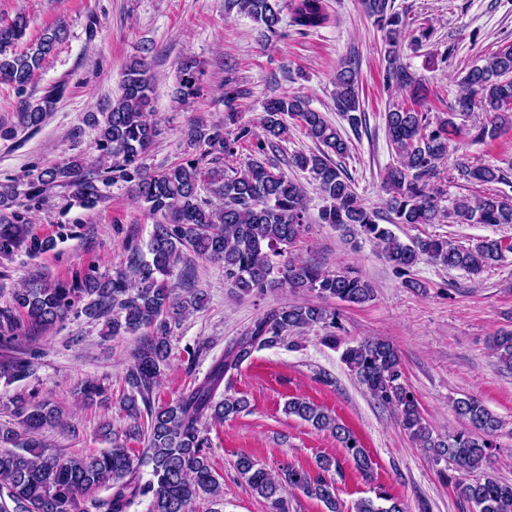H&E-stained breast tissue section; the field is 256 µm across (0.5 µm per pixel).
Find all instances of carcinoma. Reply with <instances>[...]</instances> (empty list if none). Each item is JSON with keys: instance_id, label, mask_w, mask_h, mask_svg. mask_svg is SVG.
Segmentation results:
<instances>
[{"instance_id": "1", "label": "carcinoma", "mask_w": 512, "mask_h": 512, "mask_svg": "<svg viewBox=\"0 0 512 512\" xmlns=\"http://www.w3.org/2000/svg\"><path fill=\"white\" fill-rule=\"evenodd\" d=\"M361 4L366 16L385 32L384 80L410 91V104L395 105L385 113L387 137L397 155V165L385 176L391 194L389 215L368 210L353 191L350 179L335 161L348 155L349 142L322 113L310 109L295 94L272 98L265 104L263 135L259 136L238 124L235 102L243 91L231 76L224 79V125L235 129L228 133L218 126L193 123L184 131L186 145L195 150L193 157L157 173L142 169L138 159L157 135L148 113L155 76L143 57H134L125 66L120 96L103 109L95 139L98 155L89 161L73 157L52 164L32 178L25 192L29 201L61 187L80 204L93 207L102 199L98 186L102 174H110L114 180L132 184L134 196L157 218L146 249L137 245L128 248L126 269L107 278L87 279L73 288L34 279L14 289L11 305L0 310V343L4 345L17 341L24 329L37 337L65 321L72 312V295L83 303L81 314L86 318L104 320L107 334H140L133 362L126 370L128 389L122 406L130 420L125 436L143 441L144 448L137 458L121 444L82 457L48 453L41 442L23 441L21 434L61 425L63 417L46 401L33 402L20 396L13 406L23 433L0 427V512H127L136 500L145 497L149 499L147 512H194L198 499L208 500L209 512H224L223 484L210 462L204 423H222L248 407L243 397L219 393L224 379L232 378L254 352L283 345L298 330L319 325L327 330L324 342L339 346V313L324 304L308 302L271 308L225 348L200 382L175 400L159 403L153 393L169 364L174 327L202 309L206 300L199 289L178 290L170 284L183 250L223 264L224 278L239 297L280 288L307 291L324 302L354 305L374 297L372 285L354 271H327L288 258V249L308 230L306 194L301 184L283 171H275L267 159L288 136L287 119L296 121L316 145L314 151L292 155L288 165L308 172L325 200L319 223L344 231L357 228L375 240L382 246L385 259L405 277V287L422 288L410 273L423 260L477 275L512 251V242L490 237L468 246L436 235L405 243L383 225L385 221L512 224V203L507 198L488 193L474 200L458 199L447 209L440 205L442 189L436 184L453 137L464 133L478 142L493 139L499 120L512 112V46L471 67L461 80V92L448 106V116L432 117L416 108L424 99V86L400 60L401 15L391 11L389 0H361ZM282 9L281 0H224L226 14L236 11L252 18L266 39L279 35ZM290 12L292 25L303 33L329 21L325 0H290ZM25 30L21 17L0 26V81L20 91L33 81L66 36V28L59 22L25 50L16 52L14 47ZM196 73L195 61L180 63L175 99L186 103L198 95ZM360 83L354 62L348 60L336 70V109L353 130L365 120L359 101ZM65 92L66 85L56 83L38 100L21 101L16 124L0 126V138L38 128ZM476 108L484 112L485 120L470 128L456 123L460 117L471 116ZM244 145L252 152L245 167L226 164L225 160L236 157ZM449 176L479 185L501 183L507 178L503 169L474 164L463 156L456 158ZM203 191L209 196H202ZM22 206L17 186L0 184V253L7 255L26 242L34 249L49 248L47 243L28 241V219L20 212ZM490 346L499 363L512 369V332L492 337ZM341 359L375 399L394 409L404 431L428 452L434 464L445 462L456 472L475 476L468 481L445 470L440 472L460 501L471 505L474 512H512V484L485 475L500 426L496 415L473 397L458 398L453 410L463 427L442 435L426 422L418 399L405 384L401 357L392 343L367 338L345 347ZM32 371V362L22 356L0 362V379L10 383L29 377ZM80 396L87 403L106 401L109 388L89 380ZM284 410L317 430L330 431L357 471L366 476L372 472L371 459L357 437L334 416L302 398L289 399ZM142 466L151 467V479L143 484L137 479ZM317 467L318 474L312 476L288 464L269 470L245 454L236 461L238 474L269 505L270 512H289L288 488L318 499L327 512H344L334 482L326 477L333 470L340 471V461L322 458ZM101 489L110 494L98 497ZM354 512L406 510L400 501L379 494L374 499L358 500Z\"/></svg>"}]
</instances>
